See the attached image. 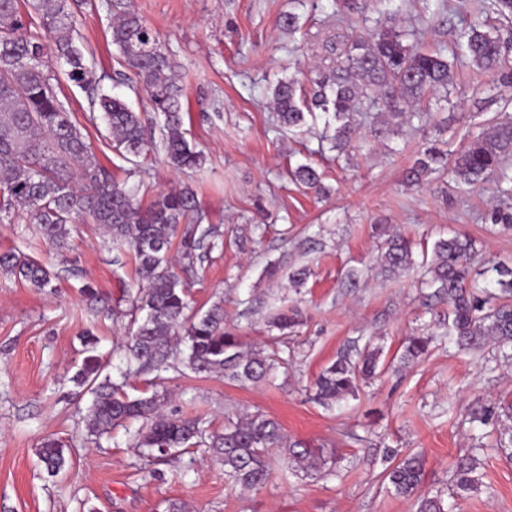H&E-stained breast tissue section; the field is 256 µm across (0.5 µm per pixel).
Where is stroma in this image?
Instances as JSON below:
<instances>
[{"label":"stroma","instance_id":"stroma-1","mask_svg":"<svg viewBox=\"0 0 512 512\" xmlns=\"http://www.w3.org/2000/svg\"><path fill=\"white\" fill-rule=\"evenodd\" d=\"M127 2L177 63L186 138L204 155L201 169L185 174L168 168L157 149L134 175L146 198L191 186L204 225L217 231L184 277L191 306L223 303L228 333L248 347H279L288 365L258 384L184 367L126 375L124 344L133 328L127 295L137 281L130 257L113 251L92 224L73 225L65 247L53 249L34 225L0 223V252L46 263L57 276L56 291L46 293L0 271V512H415L413 501L382 482L388 448L422 452L424 486L442 492L455 460L477 449L483 488L448 499V512H512V460L499 448L503 424L470 419L512 401V359L492 345L460 351L449 344L441 323L447 305L430 299L416 276L382 275L372 232L384 224L411 239L418 262L437 238L461 233L472 239L478 261L512 267V230L491 221L495 210L512 207V197L496 184L472 190L452 184L444 194L432 183L401 184L424 141L454 150L497 113L512 114V83L456 65L455 89L433 104L423 128L378 138L363 126V148L339 157L319 149L325 115L309 120L304 132L279 125L273 89L301 73H335L351 42L374 26V0ZM475 2L453 0V10L423 22L418 0H403L394 24L415 31L422 48H448L458 30L484 21ZM288 13L299 17L292 32L280 26ZM110 25L107 0H90L78 25L86 61L101 90L143 111L147 95L120 64ZM58 86L100 163L127 180L132 167L113 151L89 93L64 78ZM303 163L323 171V196L294 181ZM273 264L279 272L272 279ZM300 265L311 274L297 287L289 274ZM352 269L359 284L343 287ZM88 283L99 298L82 293ZM292 305L302 309L303 323L279 336L269 318ZM89 330L99 338L106 373L124 380L130 397L159 394L162 414L199 418L212 431L230 418L267 415L285 442L320 449L325 466L299 469L276 449L269 481L243 490L225 481L223 465L204 447L146 460L135 446L144 420L90 436L93 396L73 381ZM413 333L431 337L430 350L419 363L399 367L402 342ZM367 344L381 352L376 376L362 383L357 398L320 403L312 388L320 371ZM48 438L64 450L66 464L57 473L38 459Z\"/></svg>","mask_w":512,"mask_h":512}]
</instances>
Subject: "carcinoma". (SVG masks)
Wrapping results in <instances>:
<instances>
[{"instance_id": "1", "label": "carcinoma", "mask_w": 512, "mask_h": 512, "mask_svg": "<svg viewBox=\"0 0 512 512\" xmlns=\"http://www.w3.org/2000/svg\"><path fill=\"white\" fill-rule=\"evenodd\" d=\"M82 0H0V221L24 220L35 224L44 240L62 245L70 225L96 224L110 237L112 248L129 252L140 278L141 291L132 305L146 312L126 345L136 372L171 367L172 341L186 340L187 354L180 363L196 373H216L238 382L265 380L274 366L284 362L277 354L242 350V343L224 332V309L219 303L203 313L190 311L188 289L175 273L171 252L186 268L193 267L211 231L200 228L194 191L186 186L159 192L147 205L138 198L140 185L119 182L99 163L92 144L70 119L58 97L52 63L67 66L65 75L79 87L96 91L95 72L85 63L77 45L76 26ZM113 16L112 44L125 67L146 89L153 112L164 117L162 146L168 164L178 170L201 167L203 155L185 137L182 121L183 87L177 65L162 50L157 32L123 0L109 2ZM414 31L394 26L377 29L355 41L346 51L340 73L314 80L313 104L331 116L333 134L324 136L342 152L359 136L357 116L378 110L377 135L392 132L400 118L412 127L429 114L431 100L448 93L454 81V63L441 48L423 51L408 43ZM461 55L482 71L504 69L511 47L500 39L470 27L459 34ZM297 80L279 82L273 92L274 110L281 126L299 130L306 125L310 107L297 98ZM116 150L132 160L149 151L142 115L124 100L98 96ZM452 173L458 185L468 187L494 181L512 183V116L501 114L486 131L459 149L448 143H426L413 164L404 170L409 187L430 175ZM295 177L306 189L323 190V173L300 164ZM472 240L459 235L440 238L426 269L428 286L448 301V338L470 350L486 344L512 347V268H495L502 302L489 306L477 294L484 271L472 265ZM414 265L412 245L398 234L382 240L380 266L387 277L399 276ZM0 270L12 272L42 291L53 292L55 274L45 265L0 253ZM299 324L296 309H284L272 319L282 333ZM98 339L89 333L87 356L76 380L94 395L89 409L91 434L100 436L131 420L150 421L138 446L158 458L175 448L208 444L224 464V476L246 489L263 485L271 475L269 451L280 448L302 468L319 465L320 449L305 444L283 445L279 424L263 414L224 424V432L211 433L202 420L173 419L157 414L159 398H131L102 375ZM430 338L410 336L401 359L414 362L429 349ZM377 354L365 346L358 359L340 356L315 381L316 396L330 405L356 397L359 383L375 373ZM45 468L56 473L65 464L63 448L46 440L38 449ZM424 459L409 453L391 460L387 478L395 493L412 497L416 512H446L442 493L422 490ZM477 460L472 454L454 467L452 495L465 498L481 490Z\"/></svg>"}]
</instances>
